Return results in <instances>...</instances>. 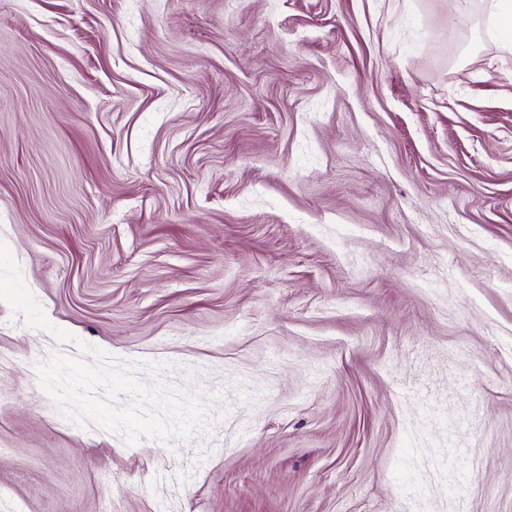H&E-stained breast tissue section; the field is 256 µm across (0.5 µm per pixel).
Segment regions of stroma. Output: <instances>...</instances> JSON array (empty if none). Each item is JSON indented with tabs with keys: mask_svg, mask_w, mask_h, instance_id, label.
<instances>
[{
	"mask_svg": "<svg viewBox=\"0 0 512 512\" xmlns=\"http://www.w3.org/2000/svg\"><path fill=\"white\" fill-rule=\"evenodd\" d=\"M0 512H512V48L456 0H0ZM211 430L64 427L37 361Z\"/></svg>",
	"mask_w": 512,
	"mask_h": 512,
	"instance_id": "35a3bbf8",
	"label": "stroma"
}]
</instances>
